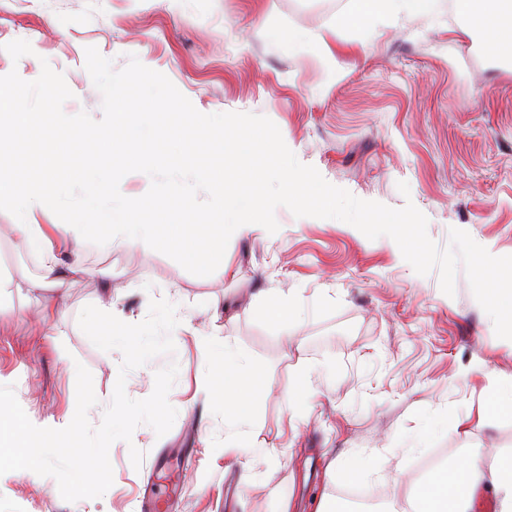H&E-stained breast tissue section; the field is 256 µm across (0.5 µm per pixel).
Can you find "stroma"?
<instances>
[{
  "instance_id": "obj_1",
  "label": "stroma",
  "mask_w": 512,
  "mask_h": 512,
  "mask_svg": "<svg viewBox=\"0 0 512 512\" xmlns=\"http://www.w3.org/2000/svg\"><path fill=\"white\" fill-rule=\"evenodd\" d=\"M339 2L348 12L350 0ZM339 13L325 14L321 0H0V76L32 81L49 62L72 92L64 112L98 119L86 48L117 69L137 57L199 112L268 117L331 184L393 208L413 203L436 244L459 228L492 254L512 255V63L482 50L475 18L449 0L428 15L354 26L339 25ZM292 31L305 42L289 43ZM17 39L33 52L15 61L4 47ZM275 218L276 233L257 225L231 238L223 267L206 277L152 249L87 244L82 271L39 324L31 311L42 293L30 287L39 257L0 211V274L12 281L0 290V383L13 386L31 421H59L75 404L81 364L98 399L89 421L101 423L123 356L94 346L78 316L100 305L104 284L120 320L143 321L154 299L175 304L179 320L175 354L131 371L125 386L146 398L156 372L177 363L171 430L159 437L142 424L131 441H115L113 484L98 498L69 503L56 480L0 478V512H138L149 481L172 494L174 512H278L284 500L313 512L325 493L347 506L340 490L352 470L385 501L461 455L489 467L512 453V412L484 410L496 381L512 376V341L496 336L464 273L450 297L438 270L417 274L389 237L284 207ZM282 294L298 300L299 314L269 323L259 306ZM199 334L209 350L198 348ZM228 347L269 383L255 396L256 422L233 429L223 400L200 387ZM180 448L193 462L157 473Z\"/></svg>"
}]
</instances>
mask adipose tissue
Masks as SVG:
<instances>
[{
  "instance_id": "1",
  "label": "adipose tissue",
  "mask_w": 512,
  "mask_h": 512,
  "mask_svg": "<svg viewBox=\"0 0 512 512\" xmlns=\"http://www.w3.org/2000/svg\"><path fill=\"white\" fill-rule=\"evenodd\" d=\"M461 14L478 10L484 45L495 57L512 58V0H452ZM84 225L82 214H73L60 227L24 222L18 224L24 245L42 261L43 287L62 288L69 275L61 261V251L78 247ZM207 385L224 399V421L228 426L250 423L254 413L252 392L262 386L263 376L245 364L243 357L225 350L224 365ZM491 492L495 512H512V454L496 465L484 467L474 458L463 457L454 466L431 472L412 496L388 503L384 512H473L477 495Z\"/></svg>"
}]
</instances>
